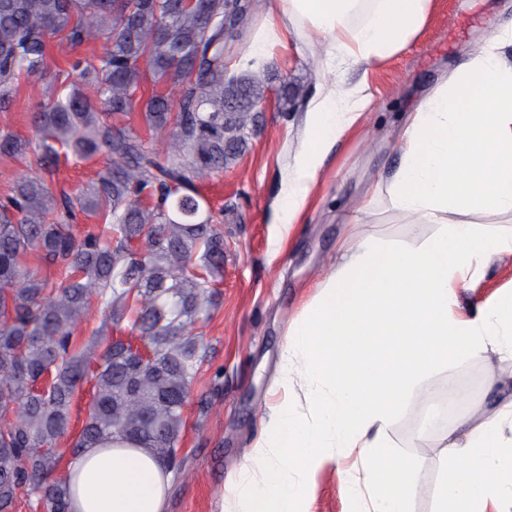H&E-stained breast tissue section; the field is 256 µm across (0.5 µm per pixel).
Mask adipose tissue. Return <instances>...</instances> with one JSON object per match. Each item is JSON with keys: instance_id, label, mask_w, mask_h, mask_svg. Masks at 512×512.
Segmentation results:
<instances>
[{"instance_id": "adipose-tissue-1", "label": "adipose tissue", "mask_w": 512, "mask_h": 512, "mask_svg": "<svg viewBox=\"0 0 512 512\" xmlns=\"http://www.w3.org/2000/svg\"><path fill=\"white\" fill-rule=\"evenodd\" d=\"M434 0H265L280 30L328 45L342 64L378 62L403 51L424 28ZM512 30L459 64L412 105L401 127L400 162L363 197L370 221L378 193L435 233L416 248L372 237L354 241L342 264L296 323L286 344L281 390L298 389L310 416L280 408L253 446L261 484L241 488L230 512H308L311 478L328 449L367 451L368 502L353 512H411L414 462L399 458L381 429L405 394L434 367L488 352L512 356V295L457 318V288L487 255L512 256V235L453 221L457 212L512 214V62L498 52ZM367 95L319 86L305 115L301 149L283 188L280 222L299 223L329 153L363 118ZM512 397L460 420L444 436L454 462L437 512H481L512 489ZM170 473L146 448L106 441L72 456L65 474L71 512H166Z\"/></svg>"}]
</instances>
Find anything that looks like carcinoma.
Instances as JSON below:
<instances>
[{"mask_svg":"<svg viewBox=\"0 0 512 512\" xmlns=\"http://www.w3.org/2000/svg\"><path fill=\"white\" fill-rule=\"evenodd\" d=\"M245 14L238 0H0V102L21 76L43 71L48 39H104L101 55L71 58L72 89L33 113L32 138L0 131V155L32 154L45 170L61 148L108 160L75 197L23 173L0 201V512H12L21 491L48 512H69L57 448L86 382L92 402L71 454L126 439L181 468L183 409L208 357L190 326L215 304L212 284L224 273V230L196 181L246 148L268 90L249 73L226 77L225 48ZM148 78L178 94L142 105L162 152L123 123ZM98 211L105 223H77ZM134 240L146 244L139 258ZM29 255L37 264L24 262ZM195 261L203 273L189 270ZM94 302L106 326L128 321L147 340V362L121 340L77 344Z\"/></svg>","mask_w":512,"mask_h":512,"instance_id":"obj_1","label":"carcinoma"}]
</instances>
